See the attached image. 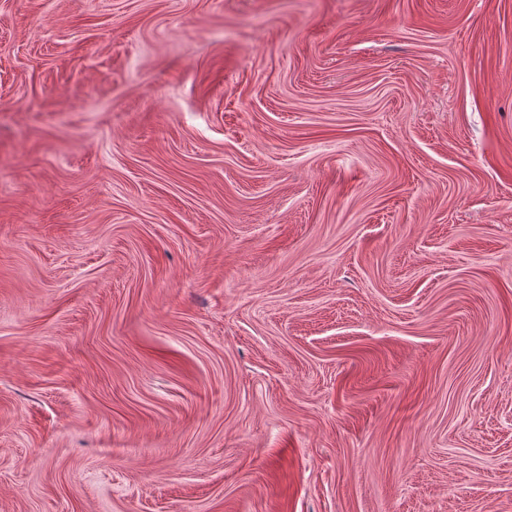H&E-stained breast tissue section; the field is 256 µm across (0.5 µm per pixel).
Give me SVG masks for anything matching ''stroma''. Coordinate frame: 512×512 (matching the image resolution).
<instances>
[{
    "instance_id": "stroma-1",
    "label": "stroma",
    "mask_w": 512,
    "mask_h": 512,
    "mask_svg": "<svg viewBox=\"0 0 512 512\" xmlns=\"http://www.w3.org/2000/svg\"><path fill=\"white\" fill-rule=\"evenodd\" d=\"M0 512H512V0H0Z\"/></svg>"
}]
</instances>
